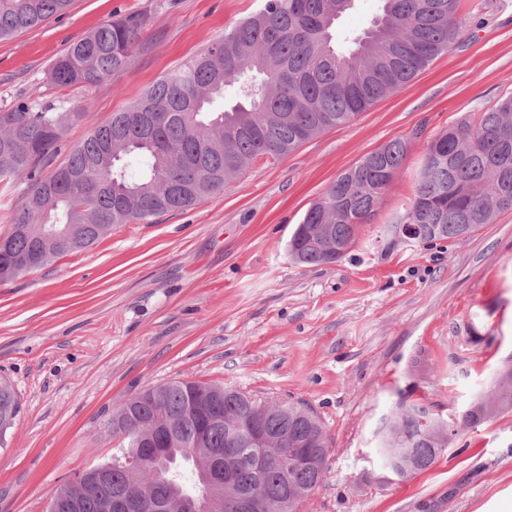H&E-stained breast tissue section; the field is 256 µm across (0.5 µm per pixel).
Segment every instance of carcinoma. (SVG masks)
Instances as JSON below:
<instances>
[{"label":"carcinoma","mask_w":512,"mask_h":512,"mask_svg":"<svg viewBox=\"0 0 512 512\" xmlns=\"http://www.w3.org/2000/svg\"><path fill=\"white\" fill-rule=\"evenodd\" d=\"M355 0H263L252 16L224 31L207 49L149 88L123 112L92 124L87 137L66 160L46 170L60 147L61 133L87 112H54L50 107L19 105L0 108V181H25V200L10 215V232L0 242V282L39 269L16 262L39 248L46 261L82 252L120 224H142L159 214L184 211L224 190L243 167L262 158L280 159L317 134L349 123L380 100L412 81L440 54L467 39L468 18L460 0H380L381 9L361 34L346 36L351 47L335 46L336 22ZM72 0H0V40L40 27L64 14ZM145 28V17L129 14L108 22L71 43L53 62L50 81L64 89L94 86L128 64ZM233 88L235 103L212 108L217 97ZM408 142L393 140L362 157L327 187L306 211L288 241V252L303 264H332L350 252L359 228L370 223L399 173ZM137 156L144 166L129 174L126 158ZM512 210V95L492 108L465 118L423 147L420 178L410 205L397 224H432L439 230L424 244L464 243L459 226L471 225L474 236L496 216ZM316 224L332 225L336 255L327 257L307 244ZM490 387L472 401L462 424L512 410V364L500 367ZM149 389L126 402L143 420H180L179 442L164 454L182 463L180 481L189 494L199 491L203 458L187 457L183 449L198 441V419L186 414L199 402L213 404L232 421L253 412L284 448L305 447L326 434L311 407L300 402H269L243 391L180 380L162 386L153 405ZM20 413L13 386L0 380V447ZM382 423L378 452L403 448L407 457L397 476L407 481L429 469L451 445L448 422L423 404L400 401ZM126 447L137 445L133 427H115ZM226 426L207 430L204 448H222ZM111 484L88 490L78 512H106L115 490H135L147 473L130 474L126 455L105 465ZM233 475L231 490L253 488L276 503L318 487L321 471L289 465L258 467L234 456L224 458ZM170 484L153 482L140 494L134 512H155L154 499ZM74 485L58 489L52 512H73Z\"/></svg>","instance_id":"obj_1"}]
</instances>
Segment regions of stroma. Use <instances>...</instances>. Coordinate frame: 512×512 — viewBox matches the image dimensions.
<instances>
[{
  "instance_id": "obj_1",
  "label": "stroma",
  "mask_w": 512,
  "mask_h": 512,
  "mask_svg": "<svg viewBox=\"0 0 512 512\" xmlns=\"http://www.w3.org/2000/svg\"><path fill=\"white\" fill-rule=\"evenodd\" d=\"M261 0H73L0 42V108L90 107L97 121L206 49ZM468 40L413 81L279 160H254L197 206L124 224L91 248L0 282V378L21 413L0 448V512H47L55 491L117 448L108 420L177 380L301 401L330 439L329 470L298 512H512V411L460 427L447 453L387 482L376 451L399 398L459 419L512 362V211L468 241L384 247L426 142L512 94V0H461ZM140 12L128 66L86 90L48 72L73 41ZM409 141L372 223L342 260L300 265L286 244L311 203L363 156Z\"/></svg>"
}]
</instances>
